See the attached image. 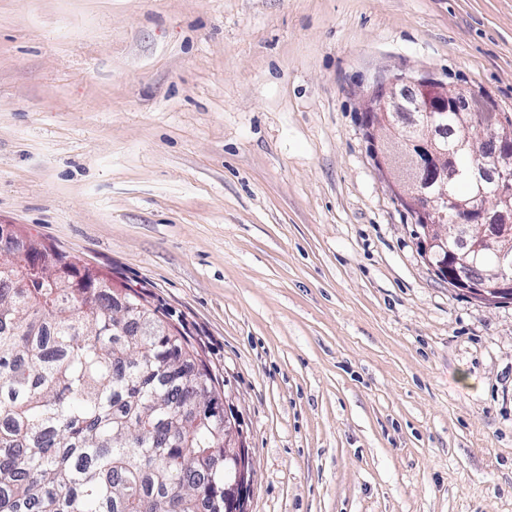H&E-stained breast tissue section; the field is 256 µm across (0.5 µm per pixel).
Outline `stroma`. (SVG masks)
<instances>
[{"instance_id":"stroma-1","label":"stroma","mask_w":512,"mask_h":512,"mask_svg":"<svg viewBox=\"0 0 512 512\" xmlns=\"http://www.w3.org/2000/svg\"><path fill=\"white\" fill-rule=\"evenodd\" d=\"M381 73L512 113V0H0V226L196 348L247 512H512V300L427 261Z\"/></svg>"}]
</instances>
